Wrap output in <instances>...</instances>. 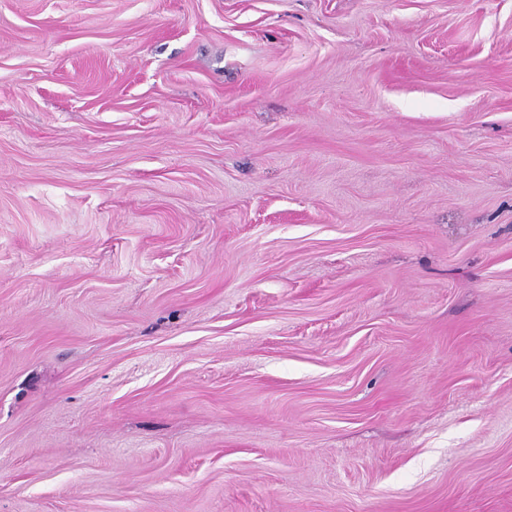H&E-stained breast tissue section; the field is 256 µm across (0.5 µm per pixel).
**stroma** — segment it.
<instances>
[{"mask_svg":"<svg viewBox=\"0 0 512 512\" xmlns=\"http://www.w3.org/2000/svg\"><path fill=\"white\" fill-rule=\"evenodd\" d=\"M0 512H512V0H0Z\"/></svg>","mask_w":512,"mask_h":512,"instance_id":"stroma-1","label":"stroma"}]
</instances>
